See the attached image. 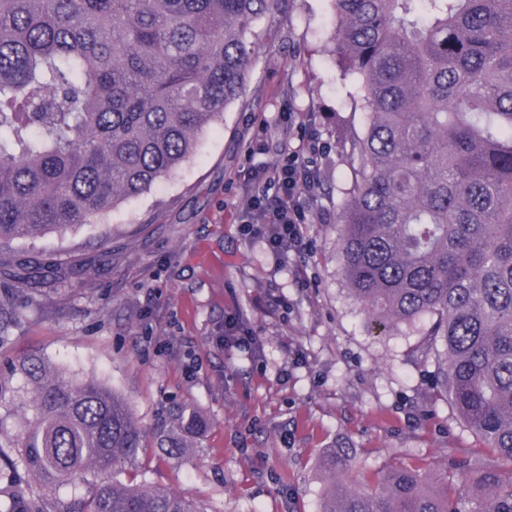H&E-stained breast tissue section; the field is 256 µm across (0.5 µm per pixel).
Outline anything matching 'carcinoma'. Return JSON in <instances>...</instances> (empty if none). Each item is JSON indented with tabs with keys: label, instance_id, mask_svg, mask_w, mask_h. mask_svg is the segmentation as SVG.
<instances>
[{
	"label": "carcinoma",
	"instance_id": "obj_1",
	"mask_svg": "<svg viewBox=\"0 0 512 512\" xmlns=\"http://www.w3.org/2000/svg\"><path fill=\"white\" fill-rule=\"evenodd\" d=\"M336 67L352 78L347 136L359 160L341 206L342 276L383 329L425 322L413 348L495 458L482 494L391 468L345 480L322 512H512V0H330ZM288 0H0V247L103 223L194 153L197 137L243 107L255 24ZM13 323L0 300V337ZM19 463L52 485L132 461L142 432L116 392L37 363ZM10 512H41L21 488ZM198 512L186 497L114 479L79 509Z\"/></svg>",
	"mask_w": 512,
	"mask_h": 512
}]
</instances>
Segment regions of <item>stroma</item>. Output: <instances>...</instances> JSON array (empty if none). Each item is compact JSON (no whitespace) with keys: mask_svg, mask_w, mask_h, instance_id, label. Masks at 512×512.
I'll return each mask as SVG.
<instances>
[{"mask_svg":"<svg viewBox=\"0 0 512 512\" xmlns=\"http://www.w3.org/2000/svg\"><path fill=\"white\" fill-rule=\"evenodd\" d=\"M335 26L329 0H291L286 15L257 21L270 36L248 105L229 106L187 162L107 223L0 255L5 268L39 265L26 281H0L17 298L0 340V444L17 455L32 418V385L16 369L31 358L116 391L146 436L134 461L70 484L19 470L15 485L43 512L114 478L186 495L203 512H320L331 448H352L372 482L391 467L436 481L451 460L490 461L435 388L433 360L411 356L416 327H372L341 274L339 203L357 165L345 138L366 116L346 107ZM285 112L310 115V126L287 125ZM311 137L322 151L308 250L276 256L241 232L246 180Z\"/></svg>","mask_w":512,"mask_h":512,"instance_id":"obj_1","label":"stroma"}]
</instances>
